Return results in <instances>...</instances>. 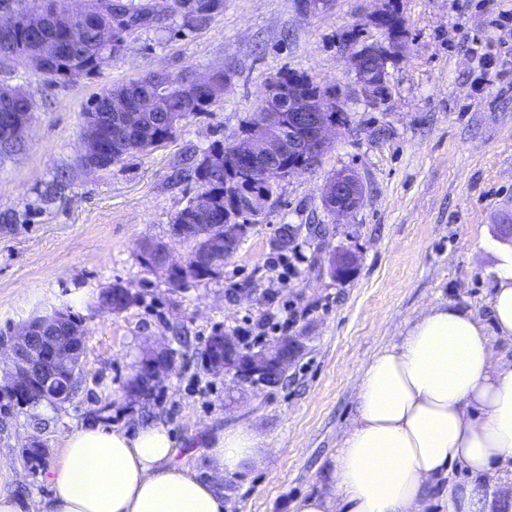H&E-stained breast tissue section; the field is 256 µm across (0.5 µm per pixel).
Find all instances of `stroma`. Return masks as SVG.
<instances>
[{
    "instance_id": "1",
    "label": "stroma",
    "mask_w": 512,
    "mask_h": 512,
    "mask_svg": "<svg viewBox=\"0 0 512 512\" xmlns=\"http://www.w3.org/2000/svg\"><path fill=\"white\" fill-rule=\"evenodd\" d=\"M390 4L406 48L388 62L374 102L359 91L350 56L385 41L370 20L381 0H335L315 15L296 0H224L206 27L175 18L137 30L100 73L67 81L0 64V86L24 91L35 110L21 146L0 155V332L63 306L85 317L87 332L78 395L38 407L46 430L23 414L0 432V490L22 512H40L68 435L96 416L127 429L168 424L175 464L214 482L224 512H293L299 499L329 490L367 361L436 303L490 325L492 270L512 239V33L499 25L512 0ZM223 68L232 76L223 97L171 141L105 168L81 167L84 112L103 90L157 71L191 79ZM282 71L335 89L340 137L318 166L280 183L220 277L171 288L142 264L139 248L165 242L179 262L191 252L172 224L196 186L175 172L210 144L234 141ZM341 170L362 186L360 205L343 219L322 202ZM285 228L306 259L279 285L266 269L291 254L277 244ZM336 248L358 256L344 281L328 270ZM116 283L138 292V302L120 313L97 308L99 292ZM271 307L295 313L289 334L300 341L277 384L205 369L215 332ZM161 347L174 355L172 371L150 397L128 396L139 358ZM238 426L269 450L256 465L218 475L207 449ZM34 438L49 450L36 475L20 464Z\"/></svg>"
}]
</instances>
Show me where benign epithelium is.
<instances>
[{
    "label": "benign epithelium",
    "mask_w": 512,
    "mask_h": 512,
    "mask_svg": "<svg viewBox=\"0 0 512 512\" xmlns=\"http://www.w3.org/2000/svg\"><path fill=\"white\" fill-rule=\"evenodd\" d=\"M123 19L121 7L114 6L112 13L107 14L96 10L91 0L78 8L72 7L69 0H55L54 9L49 14L33 8L29 0H10L0 11V34L20 31L45 34L50 27L68 30L90 25L102 47L107 48L112 44L113 29ZM399 48V39L392 35L385 44L367 45L354 53L355 82L366 96L374 97L385 88L387 63ZM56 53V43L44 37L39 39L38 47L27 49L22 59L44 74ZM211 83L209 76L187 79L179 84V90L192 98L198 89ZM21 95L23 92L19 89L0 88V150L4 152L10 151L32 124L33 103L19 106L17 99ZM124 104L123 90L119 87L110 89L107 110L120 113L121 127L130 128L137 124L139 116L136 112L124 111ZM102 124V116L97 110L84 114L80 160L89 170L100 168L103 157L112 154V150L102 144ZM340 128V114L330 113L325 95L290 92L274 81L269 82L252 131L235 141L233 147L225 151L212 150L204 156L205 168L247 178L242 189L231 195V206L224 207L226 216L222 231L208 232L203 224H192L189 231L203 237L209 252L228 253L250 228V225L234 220L233 210L243 207L256 217L261 215L271 200L265 186L315 168ZM323 201L336 216H348L360 203L357 176L349 171L337 173L327 183ZM155 253L160 255L155 270L166 276L173 271L180 273L186 267V264L174 261L168 248L160 243L146 244L140 251L144 260ZM356 265L357 256L349 250L341 249L331 256V273L338 279L349 277ZM85 336L84 317L68 307L13 328L9 337L0 340V352L8 354L6 384L0 387V392H21L29 403L46 401L57 406L68 402L71 381L80 367ZM295 345V338L285 336L258 355H246L239 350L237 337L225 333L215 338L207 367L236 379L277 372L294 358ZM161 354L163 351H156L140 360L136 376L140 388H149L170 371L169 363L160 360Z\"/></svg>",
    "instance_id": "7a95c632"
}]
</instances>
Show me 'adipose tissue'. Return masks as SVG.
<instances>
[{
  "label": "adipose tissue",
  "instance_id": "ef3b65f1",
  "mask_svg": "<svg viewBox=\"0 0 512 512\" xmlns=\"http://www.w3.org/2000/svg\"><path fill=\"white\" fill-rule=\"evenodd\" d=\"M494 274V335L472 313L438 304L363 367L331 491L296 502L295 512H422L432 486L458 470L470 481L448 485V512H491L502 490L489 476L512 473V359L491 354L493 339L512 343V251ZM265 451L235 427L209 454L232 474ZM174 455L164 423L127 431L85 420L65 441L43 512H224L216 485Z\"/></svg>",
  "mask_w": 512,
  "mask_h": 512
}]
</instances>
